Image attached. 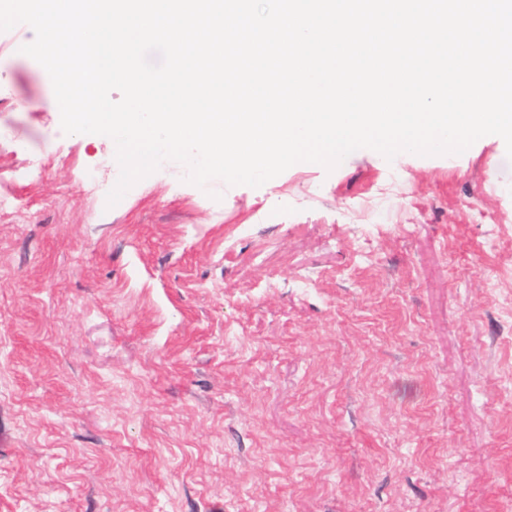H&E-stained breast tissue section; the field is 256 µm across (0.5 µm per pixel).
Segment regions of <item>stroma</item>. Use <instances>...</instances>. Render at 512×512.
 I'll list each match as a JSON object with an SVG mask.
<instances>
[{"label":"stroma","mask_w":512,"mask_h":512,"mask_svg":"<svg viewBox=\"0 0 512 512\" xmlns=\"http://www.w3.org/2000/svg\"><path fill=\"white\" fill-rule=\"evenodd\" d=\"M0 32V512H512V160L371 149L114 206Z\"/></svg>","instance_id":"35a3bbf8"}]
</instances>
